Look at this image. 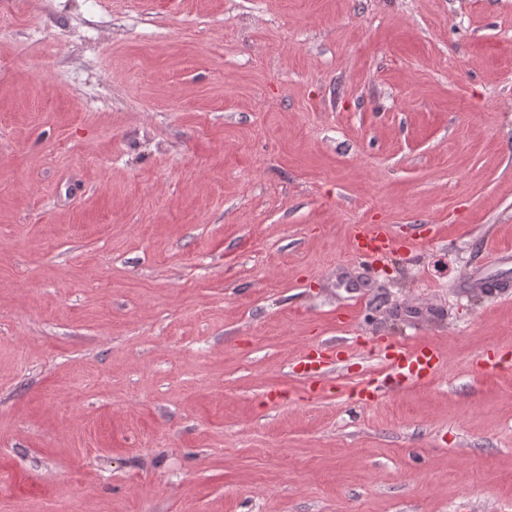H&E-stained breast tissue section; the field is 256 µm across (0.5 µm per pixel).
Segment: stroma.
Segmentation results:
<instances>
[{"instance_id": "35a3bbf8", "label": "stroma", "mask_w": 512, "mask_h": 512, "mask_svg": "<svg viewBox=\"0 0 512 512\" xmlns=\"http://www.w3.org/2000/svg\"><path fill=\"white\" fill-rule=\"evenodd\" d=\"M500 250L512 0H0V512L512 507ZM354 247L358 256L369 259L393 249V240L385 224H360L354 230ZM385 349L389 373L383 379L362 388L361 396L364 401H372L404 384L430 381L446 368L447 363L440 352L431 347H412L391 342ZM338 348L337 345L326 344L321 349H314L304 356V363L310 379L314 382L324 381L326 371L322 369L335 363Z\"/></svg>"}]
</instances>
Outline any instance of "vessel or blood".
<instances>
[{
    "label": "vessel or blood",
    "instance_id": "1",
    "mask_svg": "<svg viewBox=\"0 0 512 512\" xmlns=\"http://www.w3.org/2000/svg\"><path fill=\"white\" fill-rule=\"evenodd\" d=\"M353 241L359 257L365 260L387 253L393 248L391 234L383 224L356 226ZM336 351V345L327 344L305 355L304 363L310 379L316 382L324 381V369L335 363ZM385 358L389 372L383 379L362 388L361 394L365 401H372L405 384L432 380L446 367L438 350L431 347H412L398 342L387 344Z\"/></svg>",
    "mask_w": 512,
    "mask_h": 512
}]
</instances>
